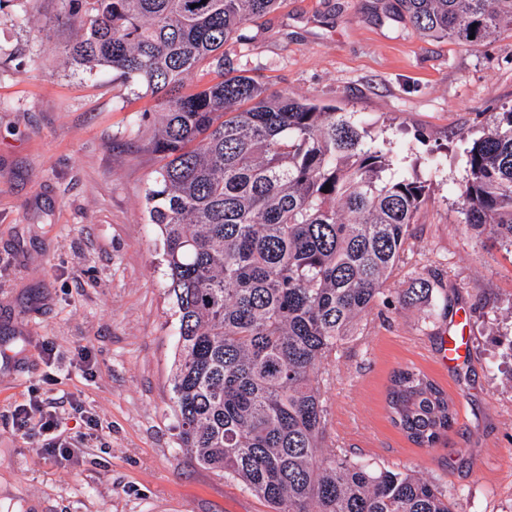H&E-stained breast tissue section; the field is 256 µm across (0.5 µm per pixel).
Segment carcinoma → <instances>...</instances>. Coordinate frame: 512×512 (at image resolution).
Here are the masks:
<instances>
[{
	"instance_id": "obj_1",
	"label": "carcinoma",
	"mask_w": 512,
	"mask_h": 512,
	"mask_svg": "<svg viewBox=\"0 0 512 512\" xmlns=\"http://www.w3.org/2000/svg\"><path fill=\"white\" fill-rule=\"evenodd\" d=\"M80 24L67 60L107 66L156 96L146 191L163 241L179 352L171 378L180 447L273 512H455L434 482L342 448L322 453L325 363L379 305L436 297L423 276L389 287L426 184L353 119L306 97L227 76L224 45L279 0H63ZM418 34L476 47L512 29V0H397ZM216 81L195 92L202 66ZM461 214L512 248V109L464 153ZM330 189H325V185ZM387 417L418 448L457 420L422 369L392 371Z\"/></svg>"
}]
</instances>
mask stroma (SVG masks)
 <instances>
[{"instance_id": "35a3bbf8", "label": "stroma", "mask_w": 512, "mask_h": 512, "mask_svg": "<svg viewBox=\"0 0 512 512\" xmlns=\"http://www.w3.org/2000/svg\"><path fill=\"white\" fill-rule=\"evenodd\" d=\"M396 0H283L226 46L273 91L308 96L362 126L426 180L406 265L448 291L374 309L329 366L325 450L416 471L457 512H512V253L466 231L463 153L512 109V32L474 48L421 38ZM61 0H0V512H270L179 446L171 400L178 321L146 190L156 97L111 68L65 62L77 25ZM471 355L431 356L457 309ZM413 364L457 403L441 444L418 448L388 422L384 384ZM37 404L73 456L18 431Z\"/></svg>"}]
</instances>
